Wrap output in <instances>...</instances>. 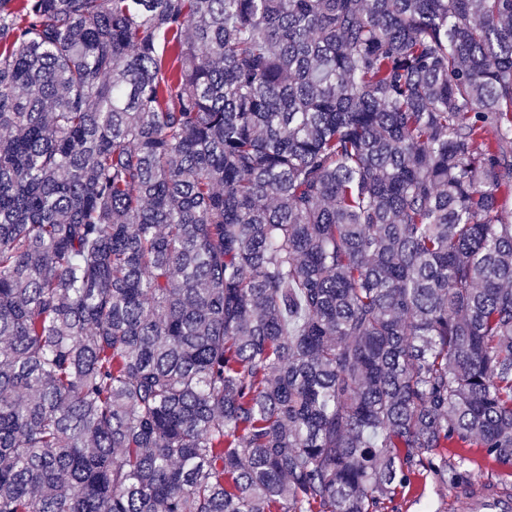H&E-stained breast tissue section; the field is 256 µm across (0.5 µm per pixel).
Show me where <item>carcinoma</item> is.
Masks as SVG:
<instances>
[{
	"mask_svg": "<svg viewBox=\"0 0 512 512\" xmlns=\"http://www.w3.org/2000/svg\"><path fill=\"white\" fill-rule=\"evenodd\" d=\"M512 470V0H0V512H380ZM471 458L473 461L469 465V470L474 476V483L479 481L498 482L501 475L506 473V470L484 459L479 453L471 455Z\"/></svg>",
	"mask_w": 512,
	"mask_h": 512,
	"instance_id": "obj_1",
	"label": "carcinoma"
}]
</instances>
